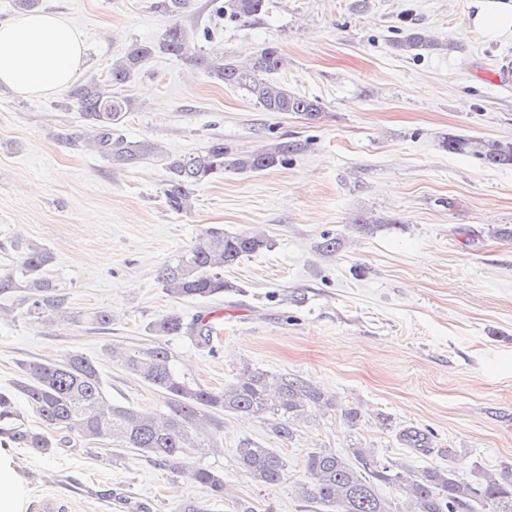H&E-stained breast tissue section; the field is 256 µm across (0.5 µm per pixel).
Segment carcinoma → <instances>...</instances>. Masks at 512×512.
<instances>
[{"label": "carcinoma", "mask_w": 512, "mask_h": 512, "mask_svg": "<svg viewBox=\"0 0 512 512\" xmlns=\"http://www.w3.org/2000/svg\"><path fill=\"white\" fill-rule=\"evenodd\" d=\"M218 14L239 21L251 19L267 8V0H213ZM190 0H159L157 8L170 18L159 39L133 43L112 60L104 79L76 84L68 97L79 105L88 128L87 144L119 167L134 166L158 157L165 162L168 179L165 203L174 212L191 210L194 187L232 171L258 172L285 163L297 145L284 141L256 152L231 155L224 140H211L204 150L183 155H163L154 143L131 141L117 133L125 116L133 111L130 99L113 91L128 83L141 65L155 53L184 59L216 82L245 93L265 112H296L315 119L322 112L318 100L294 94L267 82L263 75L284 64L280 49L267 46L239 61L222 51L205 52L189 40L177 22ZM401 50L419 55L453 44L440 42L419 27L408 28L397 43ZM448 152L471 154L491 166L512 167V142L482 141L450 136ZM262 233H229L224 226L206 228L194 244L164 264L158 283L179 299L205 300L224 294V268L244 257L270 248ZM50 252L34 243L21 251L17 273L23 288L24 313L43 324L77 319L67 294L47 276ZM213 319L199 315L189 321L170 311L152 322L148 331L159 337H184L198 346L213 344ZM112 360L147 383L165 400L166 411L157 415L134 406L106 402L103 375L96 361L72 353L60 360H34L21 364L22 375L14 388L41 420L37 431L25 423L13 393L0 392V434L18 448L51 455L77 450V444L93 441L99 449L133 451L205 489L213 498L224 493V474L191 462L195 454L221 452V415L245 414L261 419L280 441L292 440L297 426L316 412L330 410L336 399L302 377L273 374L243 365L234 381L222 389L193 384L175 369L174 356L161 343L136 350L112 346ZM239 469L256 485L280 482L288 477L286 463L277 449L244 439L236 448ZM389 485L401 495L406 512H512V474H484L470 482L453 469L416 470L399 461L380 459L369 448L352 449L343 457L321 448L308 453L304 462L301 495L330 512H400L381 497L378 486Z\"/></svg>", "instance_id": "obj_1"}]
</instances>
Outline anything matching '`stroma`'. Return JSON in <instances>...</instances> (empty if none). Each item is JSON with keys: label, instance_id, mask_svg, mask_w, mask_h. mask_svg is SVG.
I'll use <instances>...</instances> for the list:
<instances>
[{"label": "stroma", "instance_id": "1", "mask_svg": "<svg viewBox=\"0 0 512 512\" xmlns=\"http://www.w3.org/2000/svg\"><path fill=\"white\" fill-rule=\"evenodd\" d=\"M156 0H41L82 33L81 80L105 75L135 41L157 40L169 23ZM473 0H269L247 22L191 0L179 22L204 51L244 57L277 44L285 63L269 81L319 100L317 119L265 112L239 90L215 83L181 58L159 53L120 95L133 100L120 131L172 155L223 138L231 152L300 143L286 165L227 171L194 190L190 213L168 209L160 159L117 168L84 139L78 104L65 93L23 97L0 87V279L26 244L48 249V273L68 293L75 322L45 326L17 312L20 292H0V391L29 360L77 351L96 360L115 402L163 412L156 391L113 362L106 349L148 340L146 328L177 311L216 318L213 349L167 339L176 369L213 389L242 364L298 375L335 396L293 439L259 419L224 417V451L195 461L224 474V498L146 458L80 452L40 456L0 441L13 473L14 512L50 498L58 512H129L97 491L109 485L152 512H178L188 498L209 512H327L299 491L317 448L372 449L417 469L452 466L474 480L512 472V169L448 153L450 136L512 141V37L460 31ZM426 28L453 51L413 57L394 42ZM384 218L370 233L357 216ZM212 224L262 230L272 246L224 271L229 290L210 300L177 299L159 268ZM339 238L328 256L322 235ZM112 314L97 328L96 312ZM358 410L356 422L344 411ZM419 441H412V434ZM278 449L288 477L255 485L237 467L243 438Z\"/></svg>", "mask_w": 512, "mask_h": 512}]
</instances>
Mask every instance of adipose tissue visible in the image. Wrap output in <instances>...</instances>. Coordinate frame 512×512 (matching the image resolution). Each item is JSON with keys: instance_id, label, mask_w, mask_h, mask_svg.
Here are the masks:
<instances>
[{"instance_id": "obj_1", "label": "adipose tissue", "mask_w": 512, "mask_h": 512, "mask_svg": "<svg viewBox=\"0 0 512 512\" xmlns=\"http://www.w3.org/2000/svg\"><path fill=\"white\" fill-rule=\"evenodd\" d=\"M469 30L512 36V0H476ZM86 61L85 41L66 18L36 10L0 23V86L22 96L67 90Z\"/></svg>"}]
</instances>
